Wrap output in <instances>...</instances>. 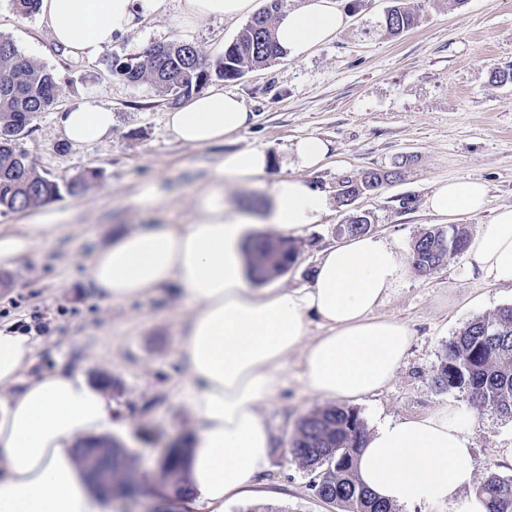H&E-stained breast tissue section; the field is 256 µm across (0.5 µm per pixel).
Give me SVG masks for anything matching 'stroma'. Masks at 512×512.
<instances>
[{
    "label": "stroma",
    "mask_w": 512,
    "mask_h": 512,
    "mask_svg": "<svg viewBox=\"0 0 512 512\" xmlns=\"http://www.w3.org/2000/svg\"><path fill=\"white\" fill-rule=\"evenodd\" d=\"M402 2L418 21L401 35L385 27L391 0H338L350 22L330 43L234 80L212 78L211 87L243 98L253 118L224 144L196 148L170 135L165 114L171 101L150 83L112 77L108 63L142 57L174 40L194 43L213 63L244 20L206 19L184 32L171 13L143 22L95 59L75 60L53 43L38 14L20 15L12 0H0V35L54 70L61 83L55 103L33 119L16 151L61 184L92 168L101 171L81 192L63 191L45 203V210L64 216L54 240L0 269V325L29 324V376L62 371L111 378L112 437L137 456L135 477L143 486L135 496H113L111 512H153L157 498L147 489L159 482L162 448L190 439L196 428L179 399L187 385L179 346L188 309L170 289L110 303L87 280L85 259L116 229L193 223L197 197L212 189L221 155L258 147L279 158L312 135L331 144L325 167L309 176L318 188L336 193L342 179L356 181L368 171L390 179L353 206L335 204L323 223L293 237L296 259L278 275L281 287L310 284L320 251L341 243L336 227L355 210L369 213L374 234L410 256L414 240L435 226L424 202L436 181L479 179L489 186L491 208L512 205V82L492 77L494 67L512 64V0ZM85 103L111 108L112 135L73 147L62 137L59 116ZM507 305L512 288L485 285L467 269L465 253L448 256L431 274L408 272L377 311L408 325L407 356L386 388L351 403L367 429L451 405L473 432L476 482L492 470L512 477V420L473 404L465 393H437L430 381L450 339L475 317ZM300 373V357L292 355L276 400L259 408L277 435L268 473L224 512L260 503L289 512H337L314 495L306 471L287 452L300 419L326 405L306 391Z\"/></svg>",
    "instance_id": "stroma-1"
}]
</instances>
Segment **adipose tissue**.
<instances>
[{
    "instance_id": "1",
    "label": "adipose tissue",
    "mask_w": 512,
    "mask_h": 512,
    "mask_svg": "<svg viewBox=\"0 0 512 512\" xmlns=\"http://www.w3.org/2000/svg\"><path fill=\"white\" fill-rule=\"evenodd\" d=\"M182 25L234 20L253 0H179ZM38 15L54 43L75 58L92 59L115 35L167 14L169 0H40ZM335 0H305L275 24L280 47L300 57L331 42L348 25ZM251 114L236 93L210 89L169 110L176 141L197 148L223 143L248 127ZM72 146L112 134V112L77 105L60 117ZM330 153L313 136L288 150L287 175L276 179L260 219L222 202L218 189L259 183L274 166L261 148L229 152L215 165L217 187L199 199L191 224H154L121 234L87 261L88 281L108 302H130L174 287L191 307L180 355L190 380L185 402L196 419L185 512H224L268 470L274 434L258 412L283 386L289 356L300 354L307 391L335 401L355 400L387 387L400 368L410 331L377 309L407 275L408 267L385 238L364 234L324 249L310 286L256 287L246 242L255 223L282 236L322 223L330 195L308 180ZM489 188L479 180L436 183L425 200L428 214L447 222L456 215L492 217L467 245L468 264L493 287L512 288V205L489 209ZM58 216L0 230V268L13 267L59 229ZM324 333L310 338L312 322ZM34 343L11 325L0 326V387L15 393L0 409V512H105L79 464V440L113 431L112 404L102 386L58 372L26 378ZM470 429L450 408L389 420L371 433L357 456L361 483L376 497L403 506L445 503L451 512H487L473 492Z\"/></svg>"
}]
</instances>
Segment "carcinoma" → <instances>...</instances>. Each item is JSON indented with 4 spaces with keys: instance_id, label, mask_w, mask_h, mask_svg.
Segmentation results:
<instances>
[{
    "instance_id": "cac0c4a2",
    "label": "carcinoma",
    "mask_w": 512,
    "mask_h": 512,
    "mask_svg": "<svg viewBox=\"0 0 512 512\" xmlns=\"http://www.w3.org/2000/svg\"><path fill=\"white\" fill-rule=\"evenodd\" d=\"M281 8L282 0H267L265 10L251 18L213 66L194 44L172 41L153 46L142 62L114 58L108 71L129 84L148 82L159 95L177 101L200 91L214 75L233 80L247 67L280 59L283 51L275 39L273 18ZM414 21V13L393 0L385 16L386 28L399 35ZM59 87L50 69L23 56L11 39L0 36V209L25 211L60 193L57 181L40 175L34 162L13 148L32 120L54 103ZM466 247V235L456 224L426 231L413 244L412 266L430 272ZM249 250L255 268L265 277L285 272L295 258L289 240L263 234L254 236ZM431 384L439 393L464 392L512 420V306L500 308L492 317L474 318L449 341ZM365 438V423L357 410L331 405L300 420L289 454L312 475L314 495L335 503L340 512H395L357 481L355 458ZM76 452L96 488L121 495L132 487L131 465L117 442L91 439L76 445ZM189 452L176 445L158 463L161 486L178 497L189 486L185 466ZM477 492L489 501V512H512L511 477L492 472Z\"/></svg>"
}]
</instances>
